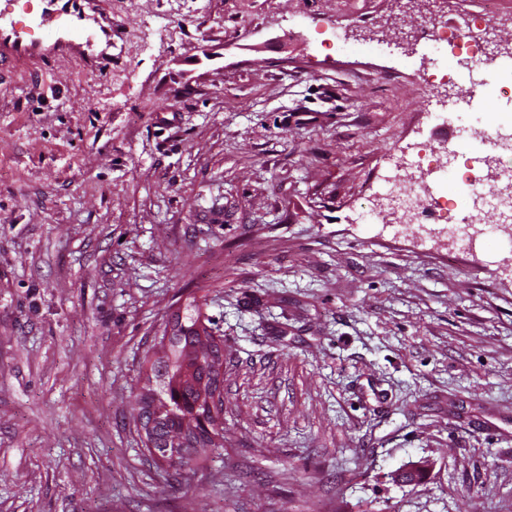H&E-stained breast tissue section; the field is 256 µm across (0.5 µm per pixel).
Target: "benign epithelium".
Listing matches in <instances>:
<instances>
[{
	"mask_svg": "<svg viewBox=\"0 0 512 512\" xmlns=\"http://www.w3.org/2000/svg\"><path fill=\"white\" fill-rule=\"evenodd\" d=\"M182 367L175 381L193 388L192 416L166 435L165 458L172 461L194 456L198 448L224 444V350L217 336L198 326V337L182 352Z\"/></svg>",
	"mask_w": 512,
	"mask_h": 512,
	"instance_id": "7a95c632",
	"label": "benign epithelium"
}]
</instances>
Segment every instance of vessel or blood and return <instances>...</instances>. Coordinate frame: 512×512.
<instances>
[{"label":"vessel or blood","instance_id":"vessel-or-blood-1","mask_svg":"<svg viewBox=\"0 0 512 512\" xmlns=\"http://www.w3.org/2000/svg\"><path fill=\"white\" fill-rule=\"evenodd\" d=\"M17 4L0 0V74L33 76L61 61L90 73L111 69L116 29L110 0H37L22 13Z\"/></svg>","mask_w":512,"mask_h":512}]
</instances>
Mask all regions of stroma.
Listing matches in <instances>:
<instances>
[{"label":"stroma","instance_id":"35a3bbf8","mask_svg":"<svg viewBox=\"0 0 512 512\" xmlns=\"http://www.w3.org/2000/svg\"><path fill=\"white\" fill-rule=\"evenodd\" d=\"M482 6L112 0L109 71L0 83V512H512V228L359 218L465 136L401 33ZM177 316L224 348L184 466L134 419Z\"/></svg>","mask_w":512,"mask_h":512}]
</instances>
